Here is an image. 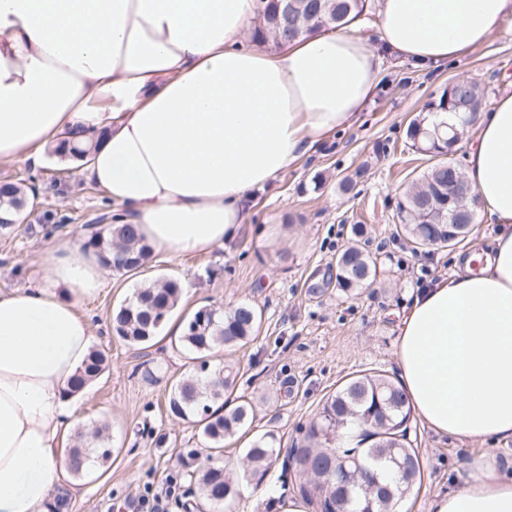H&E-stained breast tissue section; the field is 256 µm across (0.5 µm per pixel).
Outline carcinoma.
<instances>
[{"instance_id": "obj_1", "label": "carcinoma", "mask_w": 512, "mask_h": 512, "mask_svg": "<svg viewBox=\"0 0 512 512\" xmlns=\"http://www.w3.org/2000/svg\"><path fill=\"white\" fill-rule=\"evenodd\" d=\"M258 26L252 41L261 45L285 44L322 30L343 29L360 19L367 8L366 0H290L306 30L299 34L286 25L284 0H260ZM466 105H456V90L449 86L430 103L433 113L450 112L457 122L444 125L434 121H412L406 131L411 146L433 151L437 157L422 177L404 191L397 201L399 217L407 239L420 246L427 241L442 247L453 246L469 232L465 223L475 220L478 196L440 210L437 202L448 196V183L457 175L442 155L457 140L442 141L451 129L462 136L473 117L485 103V88L478 82L461 86ZM28 193L20 182L0 183V209L13 213L27 206ZM84 247L102 258L112 255L113 270L138 272L149 261L152 249L134 224L86 225ZM355 240L336 257V285L344 292L369 286L377 275L376 257L368 250L365 227L355 226ZM181 296L180 284L158 278L139 288L123 302L112 316V329L132 345L150 343L166 324ZM262 312L248 302L228 309L205 305L184 319L180 337L184 348L195 354L194 371L173 386L170 410L177 416L196 418L204 448L192 450L200 458L199 468L186 474L197 487L199 497L218 512H232V506L245 485L259 488L277 464L281 438L272 431L259 436L246 449L241 469L228 467L221 458L224 441L252 424V401L240 397L231 408L213 404L224 399L233 387L236 375L224 367L212 375L209 357L218 349L242 347L253 341L260 331ZM106 356L91 350L76 376L70 393L83 390L105 369ZM412 409L401 385L382 371H372L348 378L336 392L327 396L316 417L310 422L302 445L290 449L287 463L293 466L302 482L299 494L316 505L319 512H395L397 504L421 481L420 450L408 439ZM105 428L78 429L70 448L72 475L84 474V461L92 457L101 462L110 459L112 449L104 436ZM354 432L355 446L336 449V440Z\"/></svg>"}]
</instances>
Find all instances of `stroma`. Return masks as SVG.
<instances>
[{
    "mask_svg": "<svg viewBox=\"0 0 512 512\" xmlns=\"http://www.w3.org/2000/svg\"><path fill=\"white\" fill-rule=\"evenodd\" d=\"M477 81L487 102L512 91V37L494 33L488 43L460 60L421 69L386 58L382 77L360 121L337 130L309 157L288 168L273 188L258 195L235 239L209 252L169 258L153 255L140 272H112L95 298L80 306L94 327L97 349L109 359L103 374L78 399L84 425L109 426L112 457L66 487L70 512H137L146 490L176 492L165 512H185L187 472L197 467L188 451L203 445L193 420L175 417L168 404L171 385L194 362L179 341L162 335L133 346L112 334V311L134 290L156 278L180 282L182 297L172 321L203 305L241 302L262 312L258 337L222 353L238 375L234 396L252 400L251 427L224 443L223 459L239 465L255 435L274 431L282 448L299 443L326 395L368 369L398 376L395 338L417 289L447 278L457 250L489 249L495 227L474 223L457 247L413 248L394 219L399 193L429 168L432 157L411 149L406 129L428 116V104L458 78ZM365 168L355 189L343 193L342 177ZM24 181L36 200L22 222L0 233V292L36 284L40 259L53 244L83 233L111 204L83 166L48 157L40 166L0 162V181ZM365 225L377 257L378 275L353 293L336 286V256ZM156 380L145 383L143 368ZM409 435L422 457V481L405 500L407 512H429L447 490L448 477L472 456L490 452L512 466V440L466 444L436 435L411 417ZM294 472L275 467L260 490L244 489L234 512H281L298 499Z\"/></svg>",
    "mask_w": 512,
    "mask_h": 512,
    "instance_id": "35a3bbf8",
    "label": "stroma"
}]
</instances>
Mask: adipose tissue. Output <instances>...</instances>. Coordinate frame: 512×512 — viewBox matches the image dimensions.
I'll return each mask as SVG.
<instances>
[{"mask_svg": "<svg viewBox=\"0 0 512 512\" xmlns=\"http://www.w3.org/2000/svg\"><path fill=\"white\" fill-rule=\"evenodd\" d=\"M258 0H0V161L41 165L69 132L101 138L89 179L155 252L232 240L258 193L339 129L381 54L435 67L512 34V0H378L376 41L316 33L243 48ZM464 174L496 224L488 251L418 291L398 331L401 386L433 432L512 439V93L481 113ZM109 270L70 239L40 282L0 294V512H47L70 473L68 393L94 339L79 311ZM429 512H512V470L471 457Z\"/></svg>", "mask_w": 512, "mask_h": 512, "instance_id": "adipose-tissue-1", "label": "adipose tissue"}]
</instances>
